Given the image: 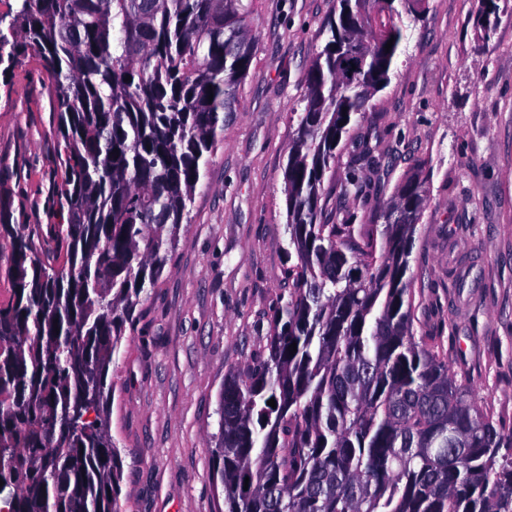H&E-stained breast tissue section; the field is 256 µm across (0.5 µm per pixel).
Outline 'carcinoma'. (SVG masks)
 <instances>
[{"instance_id":"carcinoma-1","label":"carcinoma","mask_w":512,"mask_h":512,"mask_svg":"<svg viewBox=\"0 0 512 512\" xmlns=\"http://www.w3.org/2000/svg\"><path fill=\"white\" fill-rule=\"evenodd\" d=\"M15 2L0 64L38 61L59 169L57 223L0 226L13 238L0 493L13 512H120L109 368L235 111L252 0ZM423 3L340 0L306 73L284 171L293 288L266 354L224 378L214 436L224 512H512V426L415 333L408 272L427 176H406L374 224L322 220L336 149L389 82L403 19Z\"/></svg>"}]
</instances>
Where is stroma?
<instances>
[{
	"mask_svg": "<svg viewBox=\"0 0 512 512\" xmlns=\"http://www.w3.org/2000/svg\"><path fill=\"white\" fill-rule=\"evenodd\" d=\"M426 0L386 87L355 116L326 173L322 216L372 223L416 165L428 204L413 249L417 335L441 341L480 405L512 424V0ZM339 0H253L249 73L154 288L111 365L106 406L121 512H224L214 469L219 393L259 356L292 281L284 170ZM56 110L40 69L0 71V214L47 224ZM369 142L378 167L359 159ZM356 170L363 190L341 185Z\"/></svg>",
	"mask_w": 512,
	"mask_h": 512,
	"instance_id": "stroma-1",
	"label": "stroma"
}]
</instances>
